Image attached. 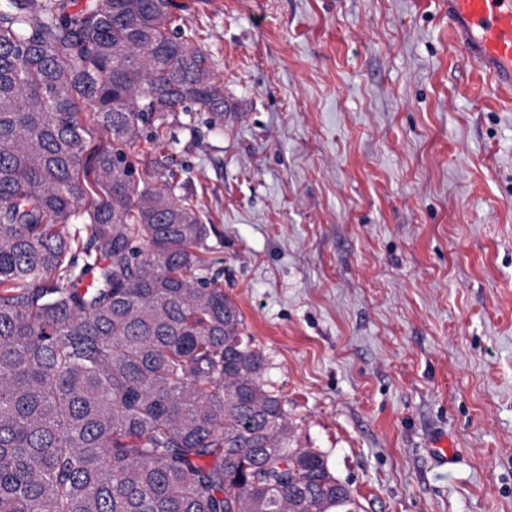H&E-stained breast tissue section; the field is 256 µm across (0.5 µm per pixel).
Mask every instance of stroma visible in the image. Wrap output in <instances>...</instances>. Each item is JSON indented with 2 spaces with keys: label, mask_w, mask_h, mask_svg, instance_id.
<instances>
[{
  "label": "stroma",
  "mask_w": 512,
  "mask_h": 512,
  "mask_svg": "<svg viewBox=\"0 0 512 512\" xmlns=\"http://www.w3.org/2000/svg\"><path fill=\"white\" fill-rule=\"evenodd\" d=\"M179 2L230 110L134 155L197 204L302 446L364 512H512V93L445 0Z\"/></svg>",
  "instance_id": "35a3bbf8"
}]
</instances>
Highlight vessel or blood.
Wrapping results in <instances>:
<instances>
[{
  "instance_id": "obj_1",
  "label": "vessel or blood",
  "mask_w": 512,
  "mask_h": 512,
  "mask_svg": "<svg viewBox=\"0 0 512 512\" xmlns=\"http://www.w3.org/2000/svg\"><path fill=\"white\" fill-rule=\"evenodd\" d=\"M448 22L473 66L512 90V0H448Z\"/></svg>"
}]
</instances>
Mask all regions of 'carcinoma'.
<instances>
[{"label":"carcinoma","mask_w":512,"mask_h":512,"mask_svg":"<svg viewBox=\"0 0 512 512\" xmlns=\"http://www.w3.org/2000/svg\"><path fill=\"white\" fill-rule=\"evenodd\" d=\"M170 0H0V512H361L142 127L231 111Z\"/></svg>","instance_id":"cac0c4a2"}]
</instances>
